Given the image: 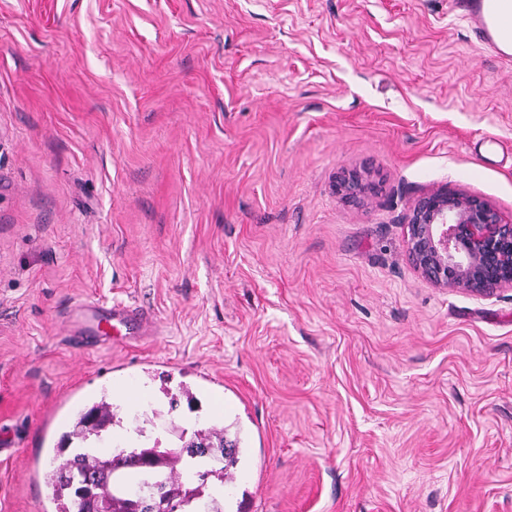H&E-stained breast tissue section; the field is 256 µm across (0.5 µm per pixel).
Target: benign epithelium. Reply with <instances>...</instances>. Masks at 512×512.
I'll list each match as a JSON object with an SVG mask.
<instances>
[{
    "label": "benign epithelium",
    "instance_id": "obj_1",
    "mask_svg": "<svg viewBox=\"0 0 512 512\" xmlns=\"http://www.w3.org/2000/svg\"><path fill=\"white\" fill-rule=\"evenodd\" d=\"M338 191L355 200L365 192L357 175L340 180ZM407 251L419 275L437 288L488 296L512 288V224L482 198L444 187L418 197L407 214ZM167 455H132L134 468L161 469ZM134 512H178L160 484L142 483L127 497Z\"/></svg>",
    "mask_w": 512,
    "mask_h": 512
}]
</instances>
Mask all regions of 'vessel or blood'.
Instances as JSON below:
<instances>
[{
	"mask_svg": "<svg viewBox=\"0 0 512 512\" xmlns=\"http://www.w3.org/2000/svg\"><path fill=\"white\" fill-rule=\"evenodd\" d=\"M461 8L491 50H498L500 41H512V0H497L496 11H488L483 0H461ZM77 326L71 333L75 347L88 343L119 344L151 332L152 322L138 310L114 304L88 303L76 311Z\"/></svg>",
	"mask_w": 512,
	"mask_h": 512,
	"instance_id": "obj_1",
	"label": "vessel or blood"
}]
</instances>
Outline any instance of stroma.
<instances>
[{
	"mask_svg": "<svg viewBox=\"0 0 512 512\" xmlns=\"http://www.w3.org/2000/svg\"><path fill=\"white\" fill-rule=\"evenodd\" d=\"M444 186L512 223V62L451 0H0V512L129 384L87 447L223 429L221 512H512V288L406 253ZM85 301L155 334L75 348ZM94 413H98V415L100 416V427L99 430L93 434L89 432V429H87L86 422L89 416ZM112 418V403H109L105 400V398H102L100 402L94 404L86 411H82L79 413V415L74 421L72 435L76 436V438H80L82 442L87 440L88 437H90L91 435L99 436L100 431L103 430L101 428L104 427V425L107 422H110Z\"/></svg>",
	"mask_w": 512,
	"mask_h": 512,
	"instance_id": "obj_1",
	"label": "stroma"
}]
</instances>
